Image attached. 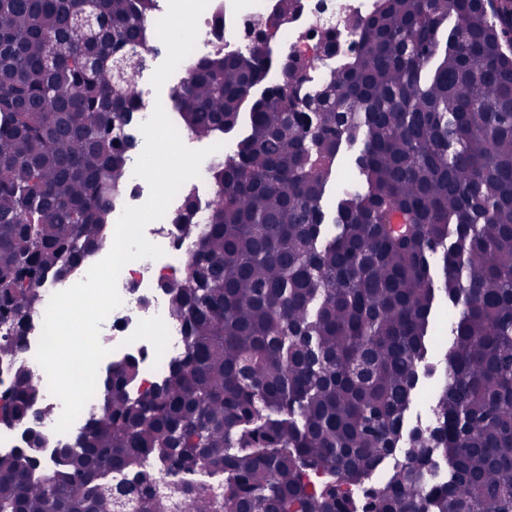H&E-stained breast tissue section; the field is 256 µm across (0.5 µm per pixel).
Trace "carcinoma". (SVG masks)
<instances>
[{
  "label": "carcinoma",
  "instance_id": "carcinoma-1",
  "mask_svg": "<svg viewBox=\"0 0 512 512\" xmlns=\"http://www.w3.org/2000/svg\"><path fill=\"white\" fill-rule=\"evenodd\" d=\"M159 0H0V359L11 358L50 275L107 244L128 184L126 128ZM300 10L276 0L266 43ZM453 25H448V22ZM356 54L316 87L320 56L252 90L265 53L185 62L170 91L183 126L248 128L210 168L214 195L183 276L163 285L186 350L132 393L112 366L103 407L53 465L41 440L0 455V512H512V6L379 0L347 19ZM336 51L334 27L314 29ZM355 177L322 200L336 160ZM185 196L180 223L196 228ZM444 380L430 419L408 413L439 303ZM15 369L0 416L43 419ZM224 472V488L161 484ZM386 470L362 494L356 483Z\"/></svg>",
  "mask_w": 512,
  "mask_h": 512
}]
</instances>
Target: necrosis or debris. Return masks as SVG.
Returning <instances> with one entry per match:
<instances>
[{
	"label": "necrosis or debris",
	"instance_id": "necrosis-or-debris-1",
	"mask_svg": "<svg viewBox=\"0 0 512 512\" xmlns=\"http://www.w3.org/2000/svg\"><path fill=\"white\" fill-rule=\"evenodd\" d=\"M274 7L273 0H209L200 17L206 29L208 49L223 47L228 53H241L249 47L243 37L245 27L260 23ZM377 8V0H303L302 13L287 24L279 41L272 45L270 54L281 58L287 54L314 55L316 45L308 35L319 23L342 27L335 54L323 58V70L340 67L342 61L353 54L354 36L344 29L345 19L365 17ZM178 207H168L163 218L151 222L145 229L146 238L163 248L158 259H139L128 263L121 271L117 289L122 299L120 307L112 311L100 325L99 340L109 353L103 367L133 355L139 360L136 390L143 391L158 382L171 360L184 349L183 330L168 312V301L162 283L179 278L188 260L198 247V238L178 224ZM82 274L74 270L64 277L45 278L38 288V306L31 313L25 336L11 361L0 363V392L5 391L9 376L15 368L23 367L33 372L39 381L47 376L35 358L41 335L46 307L53 293L64 290L80 281ZM56 398L43 392L41 404L48 411L39 431L44 439L41 459H51L56 450L74 440L100 410L101 395H94L84 407L71 428L64 433L55 432L59 418L55 409Z\"/></svg>",
	"mask_w": 512,
	"mask_h": 512
}]
</instances>
